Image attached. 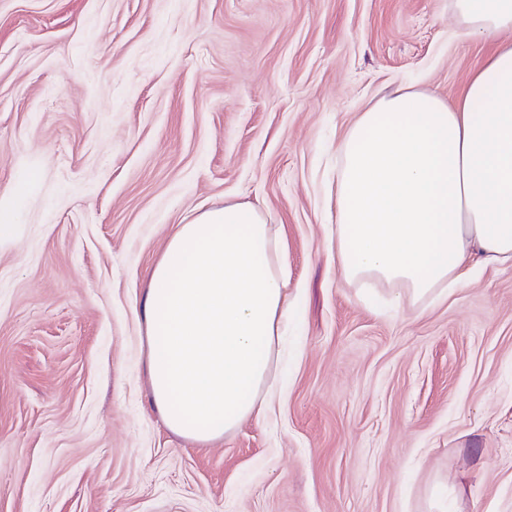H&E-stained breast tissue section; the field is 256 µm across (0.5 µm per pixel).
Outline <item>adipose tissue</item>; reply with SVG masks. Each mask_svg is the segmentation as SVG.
I'll return each mask as SVG.
<instances>
[{
  "label": "adipose tissue",
  "mask_w": 512,
  "mask_h": 512,
  "mask_svg": "<svg viewBox=\"0 0 512 512\" xmlns=\"http://www.w3.org/2000/svg\"><path fill=\"white\" fill-rule=\"evenodd\" d=\"M462 37L496 43L461 97L394 91L340 147L329 242L347 281L395 306L512 262V0H448ZM142 315L152 401L173 433L221 439L265 412L288 334L287 243L258 208L188 217L154 264Z\"/></svg>",
  "instance_id": "1"
}]
</instances>
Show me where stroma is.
Returning <instances> with one entry per match:
<instances>
[{
	"label": "stroma",
	"instance_id": "35a3bbf8",
	"mask_svg": "<svg viewBox=\"0 0 512 512\" xmlns=\"http://www.w3.org/2000/svg\"><path fill=\"white\" fill-rule=\"evenodd\" d=\"M491 50L448 0H0V512H512V266L397 309L327 241L357 113ZM226 203L282 229L299 327L270 411L200 445L142 304ZM15 197H0V246L14 239L15 231Z\"/></svg>",
	"mask_w": 512,
	"mask_h": 512
}]
</instances>
